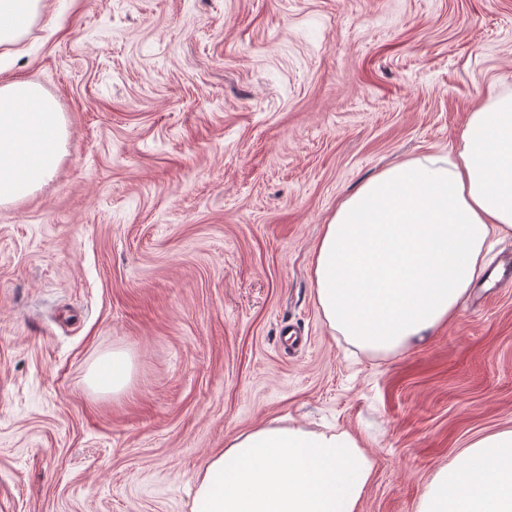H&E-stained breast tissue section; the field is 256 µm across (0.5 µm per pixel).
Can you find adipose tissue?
I'll return each instance as SVG.
<instances>
[{
  "instance_id": "adipose-tissue-1",
  "label": "adipose tissue",
  "mask_w": 512,
  "mask_h": 512,
  "mask_svg": "<svg viewBox=\"0 0 512 512\" xmlns=\"http://www.w3.org/2000/svg\"><path fill=\"white\" fill-rule=\"evenodd\" d=\"M44 0H0V46L20 42ZM66 121L36 83L0 78V206L32 194L61 161ZM512 238V93L470 113L455 156L381 171L340 201L314 256L315 299L355 347L396 353L447 323L485 267L490 236ZM118 350L89 374L123 393ZM375 461L349 432L268 423L231 434L195 479L191 512H358ZM419 512H512V429L470 442L440 467Z\"/></svg>"
}]
</instances>
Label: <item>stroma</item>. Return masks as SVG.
I'll use <instances>...</instances> for the list:
<instances>
[{"label":"stroma","mask_w":512,"mask_h":512,"mask_svg":"<svg viewBox=\"0 0 512 512\" xmlns=\"http://www.w3.org/2000/svg\"><path fill=\"white\" fill-rule=\"evenodd\" d=\"M0 74L68 131L0 207V512H190L225 438L276 418L358 439L359 512H418L512 428V288L385 354L313 285L341 200L512 92V0H48ZM115 350L132 383L94 392Z\"/></svg>","instance_id":"obj_1"}]
</instances>
